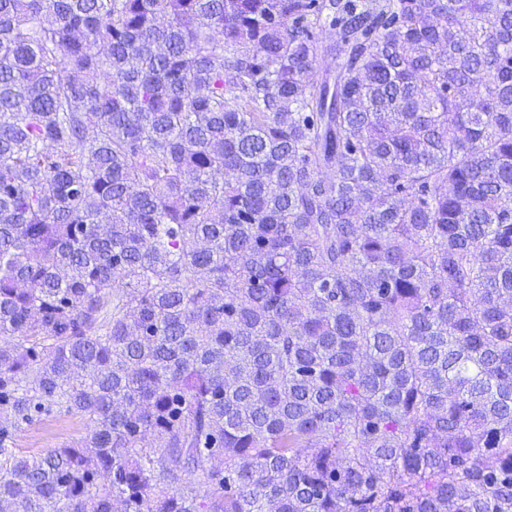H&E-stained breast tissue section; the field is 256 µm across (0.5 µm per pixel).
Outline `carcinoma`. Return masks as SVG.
Here are the masks:
<instances>
[{
	"mask_svg": "<svg viewBox=\"0 0 512 512\" xmlns=\"http://www.w3.org/2000/svg\"><path fill=\"white\" fill-rule=\"evenodd\" d=\"M0 512H512V0H0ZM85 429L84 422L74 417L39 424L19 434L18 448L28 454H42L62 444L78 442Z\"/></svg>",
	"mask_w": 512,
	"mask_h": 512,
	"instance_id": "cac0c4a2",
	"label": "carcinoma"
}]
</instances>
